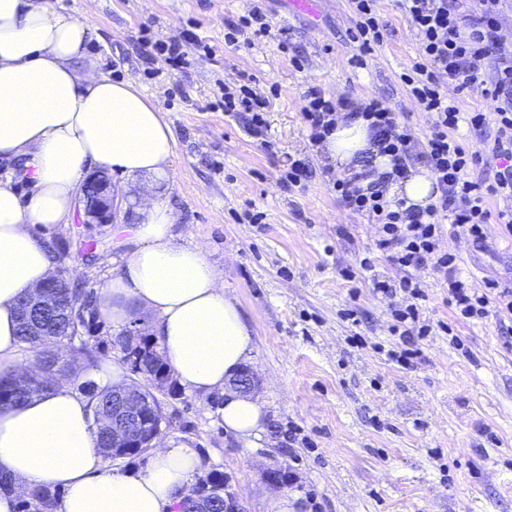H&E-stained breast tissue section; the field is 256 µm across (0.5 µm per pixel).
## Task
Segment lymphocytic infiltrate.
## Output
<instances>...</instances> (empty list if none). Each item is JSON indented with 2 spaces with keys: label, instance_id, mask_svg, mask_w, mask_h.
Segmentation results:
<instances>
[{
  "label": "lymphocytic infiltrate",
  "instance_id": "obj_1",
  "mask_svg": "<svg viewBox=\"0 0 512 512\" xmlns=\"http://www.w3.org/2000/svg\"><path fill=\"white\" fill-rule=\"evenodd\" d=\"M419 38L416 60L400 76L420 111L431 114L432 131L425 145H417L402 124L400 115L378 98L356 103L349 98H325L318 89L309 90L301 116L312 145L334 130L337 114L367 121L370 140L379 154L390 156L392 169L375 181L365 173L334 180L333 190L349 211L368 216L377 226V247L390 253L403 267L432 266L448 286V304L461 319H485L490 313L512 315V289L489 279L476 291L456 273L455 254L440 252L439 218L451 214L453 233L464 234L474 243L485 240L484 226L491 218L512 224V50L500 36V17L512 0H398ZM356 16L351 38L361 51H371L384 40L386 26L380 20L377 0H351ZM483 81L487 111L461 114L448 99L444 83L464 91ZM269 100L249 85L225 89L224 114L237 121L252 137L267 127ZM474 128L495 125L493 139L484 149L470 153L453 136L460 119ZM423 162L436 178V204L419 210L403 201H388L390 183L406 178L413 162ZM484 165L494 172L492 181L471 180L468 169ZM506 200L505 209L491 212L488 202ZM384 292L403 293L406 303L394 309L392 331L402 338L403 349L390 351L391 359L412 364L419 352L416 339L426 336L430 326L421 319L418 302L425 293L421 282L410 278L384 284Z\"/></svg>",
  "mask_w": 512,
  "mask_h": 512
}]
</instances>
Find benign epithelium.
Returning <instances> with one entry per match:
<instances>
[{"mask_svg":"<svg viewBox=\"0 0 512 512\" xmlns=\"http://www.w3.org/2000/svg\"><path fill=\"white\" fill-rule=\"evenodd\" d=\"M78 209L82 211V223L88 226L111 224L114 221L117 204L112 190V182L108 173L98 170L83 181L78 192ZM65 278V264H60L52 276L33 293L26 296L29 305L46 308L54 306L51 289ZM229 385L243 394L254 390L255 381L252 374L244 369L233 378ZM154 405L152 395L127 386L112 388V432L110 442L114 448H145L156 447L161 430L150 435H143L139 427L144 419L145 405Z\"/></svg>","mask_w":512,"mask_h":512,"instance_id":"obj_1","label":"benign epithelium"}]
</instances>
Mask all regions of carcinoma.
Returning a JSON list of instances; mask_svg holds the SVG:
<instances>
[{
  "label": "carcinoma",
  "mask_w": 512,
  "mask_h": 512,
  "mask_svg": "<svg viewBox=\"0 0 512 512\" xmlns=\"http://www.w3.org/2000/svg\"><path fill=\"white\" fill-rule=\"evenodd\" d=\"M59 297V303L66 306L76 303L85 307V323L74 326L60 313L36 312L26 315L24 300L18 303V336L20 345L28 349L44 346L49 341H59L66 347L63 353H44L38 358L39 366L55 369L60 372L73 369L74 363L83 361L88 369L96 362L97 349L108 346H121L122 337L115 340L104 339L97 335L98 304L95 292L85 288H73L64 282L53 289ZM46 337L39 336V333ZM141 352L142 375L149 379L161 370L171 371V367L162 356L154 355L156 343L150 338L142 337L139 341ZM39 372L26 371L20 375H0V404L21 405L32 397L46 391L49 386L37 380ZM78 389L86 394L92 403L96 437L108 430L109 415L104 412L106 401L112 389L99 388L93 381L84 380ZM224 485V473L218 470L208 472L194 487L197 495V507L204 512H224V498L216 493ZM59 492L45 487H35L24 491L18 496L17 512H26L30 501L36 500L40 505L38 512H55Z\"/></svg>",
  "instance_id": "1"
}]
</instances>
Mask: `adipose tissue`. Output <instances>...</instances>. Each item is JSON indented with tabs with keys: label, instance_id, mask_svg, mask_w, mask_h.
<instances>
[{
	"label": "adipose tissue",
	"instance_id": "1",
	"mask_svg": "<svg viewBox=\"0 0 512 512\" xmlns=\"http://www.w3.org/2000/svg\"><path fill=\"white\" fill-rule=\"evenodd\" d=\"M89 19L52 0H0V161L17 165L30 185L20 194L0 179V370L18 367L17 303L56 268L47 239L68 223L85 172L94 166L126 177H167L175 133L149 96L98 71L89 60ZM367 123L337 117L321 142L337 170L370 177L390 171L388 156L371 154ZM435 178L410 169L388 197L426 208L436 203ZM130 230L131 250L99 292L101 316L115 325L135 313L154 316L153 337L183 389L223 392L224 429L240 439L265 425L259 398L227 390L250 359L252 330L224 290V273L200 243L182 244L168 201L147 190ZM201 461L190 442H163L146 472H107L92 425L90 401L59 379L20 406L0 408V471L24 485L60 489L56 512H176Z\"/></svg>",
	"mask_w": 512,
	"mask_h": 512
}]
</instances>
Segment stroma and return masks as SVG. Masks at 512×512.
Segmentation results:
<instances>
[{
    "label": "stroma",
    "mask_w": 512,
    "mask_h": 512,
    "mask_svg": "<svg viewBox=\"0 0 512 512\" xmlns=\"http://www.w3.org/2000/svg\"><path fill=\"white\" fill-rule=\"evenodd\" d=\"M75 16L92 14L88 54L105 75L133 82L164 112L176 135L169 178L158 186L176 217L224 272L255 333L247 366L265 404L259 436L225 433L222 393L166 398L163 437L192 441L202 471L223 472L244 512H266L270 499H295L300 512H512V319L458 320L448 290L431 267H400L376 247V228L337 199V173L313 149L301 119L310 87L325 97H378L401 112L425 143L428 116L417 111L399 76L419 39L394 0H380L387 24L381 46L360 52L350 37L349 0H53ZM261 6L272 33L231 50L224 25ZM286 30L292 54L277 46ZM192 31L213 50L189 52L181 68L149 74L146 40L166 42ZM251 79L269 96L263 136L212 109L225 87ZM292 156L307 157L305 188L280 182ZM122 205L113 223L79 219L50 231L67 249L70 278L102 288L128 252L140 180L112 173ZM262 223H251L254 213ZM487 242L441 236L459 272L476 288L493 279L512 287V234L486 227ZM374 261L362 271L363 257ZM354 272L355 281L346 279ZM413 278L427 298L431 326L411 366L392 361V311L402 295L377 282Z\"/></svg>",
    "instance_id": "35a3bbf8"
}]
</instances>
